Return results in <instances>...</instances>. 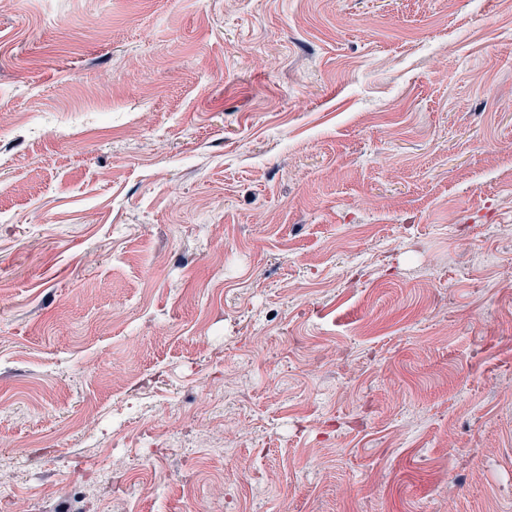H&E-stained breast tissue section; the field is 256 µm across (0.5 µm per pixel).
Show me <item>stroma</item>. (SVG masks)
<instances>
[{
	"label": "stroma",
	"instance_id": "35a3bbf8",
	"mask_svg": "<svg viewBox=\"0 0 512 512\" xmlns=\"http://www.w3.org/2000/svg\"><path fill=\"white\" fill-rule=\"evenodd\" d=\"M117 456L126 512H512V0H0V512Z\"/></svg>",
	"mask_w": 512,
	"mask_h": 512
}]
</instances>
